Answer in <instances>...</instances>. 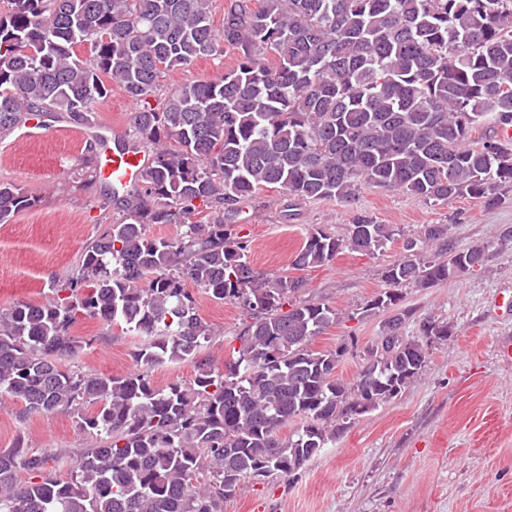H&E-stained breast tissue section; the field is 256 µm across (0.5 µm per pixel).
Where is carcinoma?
Returning a JSON list of instances; mask_svg holds the SVG:
<instances>
[{"label":"carcinoma","mask_w":512,"mask_h":512,"mask_svg":"<svg viewBox=\"0 0 512 512\" xmlns=\"http://www.w3.org/2000/svg\"><path fill=\"white\" fill-rule=\"evenodd\" d=\"M0 0V135L35 113L85 125L121 90L129 136L151 165L120 218L86 246L77 273L51 296L0 309V398L23 423L72 413L86 446L69 477L44 475L66 452H34L23 436L0 449V512H224V482L291 478L356 419L400 394L448 323L399 334L419 288L483 266L512 240L506 228L459 249L450 224H428L390 264L367 310L390 309L357 380L336 377L344 350L310 349L336 321L323 303H295L298 271L346 250L385 248L394 229L358 214L348 235L308 230L295 274L263 275L223 212L279 187L297 200L354 199L364 184L447 205L491 207L512 184V0ZM235 57L217 79L160 94L161 79L200 59ZM486 131L481 142L472 133ZM38 200L0 183V224ZM217 216L194 220L201 209ZM151 224H177L175 238ZM251 318L218 365L196 293ZM84 319L142 337L138 368L99 376L62 367L85 341ZM189 362V382L152 371ZM300 418L288 437L280 428ZM29 473L21 484L17 472Z\"/></svg>","instance_id":"1"}]
</instances>
